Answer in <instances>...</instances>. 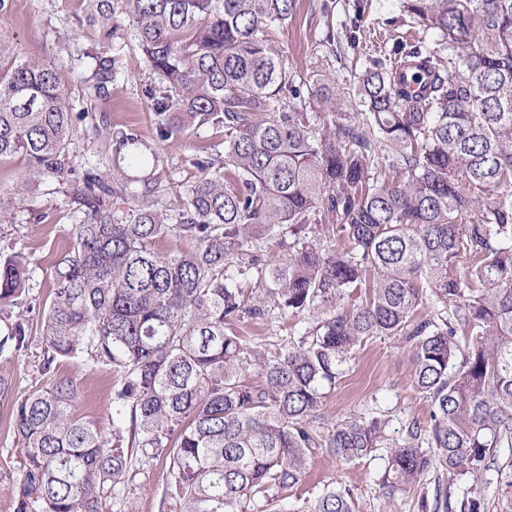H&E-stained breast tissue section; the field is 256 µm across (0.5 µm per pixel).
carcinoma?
<instances>
[{"label": "carcinoma", "mask_w": 512, "mask_h": 512, "mask_svg": "<svg viewBox=\"0 0 512 512\" xmlns=\"http://www.w3.org/2000/svg\"><path fill=\"white\" fill-rule=\"evenodd\" d=\"M83 2L79 24L104 41L132 38L158 76L144 88L157 142L101 117L93 128L111 162L76 171L70 146L94 117L74 111L57 64L0 50V163L22 164L20 180L0 188V224L15 219L4 197L66 186L83 220L53 267L41 371L59 360L115 365L112 401L129 408V425L105 432L79 418L73 376L15 402L24 457L14 512H107L108 498L161 459L177 512H354L334 483L293 510L288 492L312 449L348 462L386 437L382 419L330 420L323 406L365 338L399 335L431 410L389 446L379 482L393 496L434 470L436 507L448 508L455 477L478 480L512 447V0H406L448 63L398 45V60L419 63L425 94L411 96L396 62L379 59L358 76L357 118L319 134L266 36L294 0ZM113 78L99 60L85 97H104ZM315 92L336 111L326 78ZM204 127L224 133V152L192 155L195 179L163 194L162 147L186 146ZM384 151L396 158L388 181L375 178ZM324 215L349 249L301 238ZM173 224L191 247L161 252ZM284 226L294 245L265 263L252 257L258 278L240 287L244 246ZM29 265L22 253L0 256L1 313L29 290ZM360 288L366 297L345 307ZM426 298L443 311L417 317ZM270 304L308 321L268 358L236 325ZM6 327L0 357H16L29 324ZM250 366L256 381L245 379Z\"/></svg>", "instance_id": "carcinoma-1"}]
</instances>
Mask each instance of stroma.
Masks as SVG:
<instances>
[{"instance_id":"stroma-1","label":"stroma","mask_w":512,"mask_h":512,"mask_svg":"<svg viewBox=\"0 0 512 512\" xmlns=\"http://www.w3.org/2000/svg\"><path fill=\"white\" fill-rule=\"evenodd\" d=\"M403 0H295L294 13L271 38L288 63L297 82L307 89L306 110L312 126L323 130L329 123L319 97L313 90L321 71H329L339 91H348L356 81L352 62L367 64L371 58L387 55L401 41H422L434 46L436 36L418 24L402 7ZM81 0H15V6L0 12V36L6 47L24 57H36L61 65L72 90L73 103L83 107L82 87L97 58L115 61L116 77L107 97L95 102L96 113L108 123L124 126L146 141H153L154 126L149 102L142 93L151 77L135 60L131 42H102L96 30L79 28L72 21L80 13ZM362 15L363 29L356 42L348 35L355 15ZM334 31L337 55H329L323 39ZM15 221L0 224V248L28 255L32 272L30 290L17 309L30 318L51 300L52 271L57 258L73 244V227L79 217L70 205L62 185L49 182L40 191L14 206ZM42 214L43 222L32 219ZM238 331L250 346L277 352L289 338L300 332L293 317L273 310L268 322L243 318ZM41 338L32 333L27 349L19 357L0 359V378L9 390L0 395V512H14V498L20 477L21 445L11 426L12 407L18 399L42 387ZM52 375H75L81 385L77 412L103 428L111 427L115 408L112 389L119 381L116 369L86 362L55 363ZM415 361L402 336H374L354 351L351 366L325 406L327 416L371 415L386 419L390 441L403 442L404 426L410 419L427 420L430 404L414 387ZM387 450L380 447L352 462L337 459L325 449H314L295 498L311 499L324 485L336 483L349 488L355 512H434L435 473L395 496H388L379 484ZM168 468L156 462L139 471L121 496L108 499V512H173L168 499ZM448 512H512V447L497 449L479 482L458 478L450 487Z\"/></svg>"}]
</instances>
